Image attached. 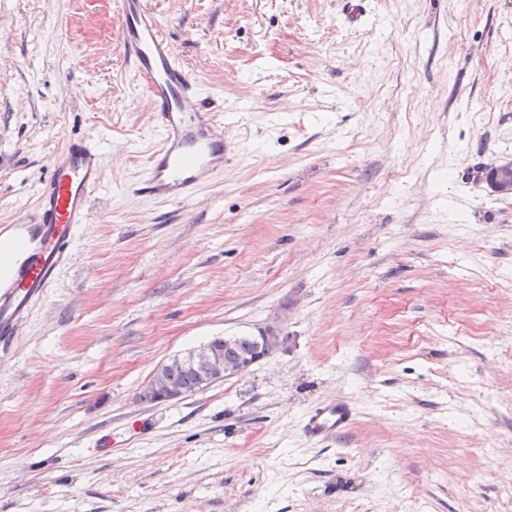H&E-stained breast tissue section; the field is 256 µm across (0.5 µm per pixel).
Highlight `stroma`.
I'll list each match as a JSON object with an SVG mask.
<instances>
[{"label":"stroma","mask_w":512,"mask_h":512,"mask_svg":"<svg viewBox=\"0 0 512 512\" xmlns=\"http://www.w3.org/2000/svg\"><path fill=\"white\" fill-rule=\"evenodd\" d=\"M144 5L239 149L180 204L136 190L159 131L113 0H0V224L68 138L106 159L0 353V512H512V198L473 176L512 156V0ZM264 327L247 373L141 400ZM237 338L238 336H224L223 342L221 337H217L215 342L211 344L209 351L202 355H199L198 350L194 349L189 350L182 356L175 357L154 372L147 388L158 394V402L180 400L188 394L169 380L168 375L171 370L193 367L200 362L204 369L201 384V390H203L228 377L239 376L247 372L252 366L265 359L279 342V336L274 330L270 328L259 329L254 335L255 342L251 336H241L235 347L228 352V355L234 358L245 357L253 353L249 358L225 359V350ZM171 379L181 387L191 391L200 380V368L176 369L172 373ZM352 415L349 403L344 400L319 404L306 416L304 432L314 440L335 437L349 429Z\"/></svg>","instance_id":"stroma-1"}]
</instances>
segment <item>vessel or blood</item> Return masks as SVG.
<instances>
[{"mask_svg":"<svg viewBox=\"0 0 512 512\" xmlns=\"http://www.w3.org/2000/svg\"><path fill=\"white\" fill-rule=\"evenodd\" d=\"M115 9L124 61L142 83L160 132L159 144L147 158L142 190L163 202H187L201 186L223 175L224 162L236 147L223 122L196 106L198 83L176 59L143 0H115ZM49 167L32 222L0 226V243L13 246L0 255V350L8 348L70 263L75 227L87 220L91 200L102 186L105 159L95 144L73 139L52 156ZM351 424L349 403L336 400L311 410L304 432L323 440L346 432Z\"/></svg>","mask_w":512,"mask_h":512,"instance_id":"vessel-or-blood-1","label":"vessel or blood"}]
</instances>
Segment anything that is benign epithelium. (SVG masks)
Segmentation results:
<instances>
[{
	"label": "benign epithelium",
	"mask_w": 512,
	"mask_h": 512,
	"mask_svg": "<svg viewBox=\"0 0 512 512\" xmlns=\"http://www.w3.org/2000/svg\"><path fill=\"white\" fill-rule=\"evenodd\" d=\"M476 179L493 193L502 197H512V159H504L497 164L478 171ZM255 350L247 359L229 360L224 357L225 350L231 346L236 337L216 338L209 351L201 354L198 350H190L159 367L153 374L148 389L158 394V401H175L187 396L180 387L169 380L170 371L176 368L203 365L202 388L222 381L231 376H239L252 366L265 359L278 345L279 336L270 328L258 330L254 335Z\"/></svg>",
	"instance_id": "benign-epithelium-1"
}]
</instances>
